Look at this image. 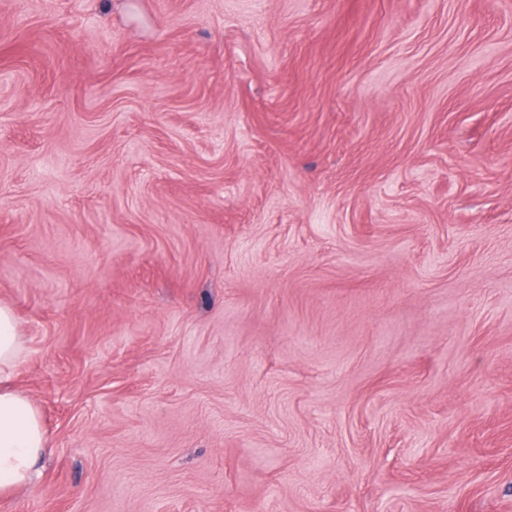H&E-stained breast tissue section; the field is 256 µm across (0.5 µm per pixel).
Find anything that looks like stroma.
Masks as SVG:
<instances>
[{
	"label": "stroma",
	"instance_id": "stroma-1",
	"mask_svg": "<svg viewBox=\"0 0 512 512\" xmlns=\"http://www.w3.org/2000/svg\"><path fill=\"white\" fill-rule=\"evenodd\" d=\"M0 512H512V0H0ZM26 354L13 310L0 304V495L29 486L49 450L42 415L14 385Z\"/></svg>",
	"mask_w": 512,
	"mask_h": 512
}]
</instances>
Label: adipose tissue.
<instances>
[{"instance_id": "adipose-tissue-1", "label": "adipose tissue", "mask_w": 512, "mask_h": 512, "mask_svg": "<svg viewBox=\"0 0 512 512\" xmlns=\"http://www.w3.org/2000/svg\"><path fill=\"white\" fill-rule=\"evenodd\" d=\"M26 354L13 310L0 304V495L29 486L49 450L42 415L14 385Z\"/></svg>"}]
</instances>
